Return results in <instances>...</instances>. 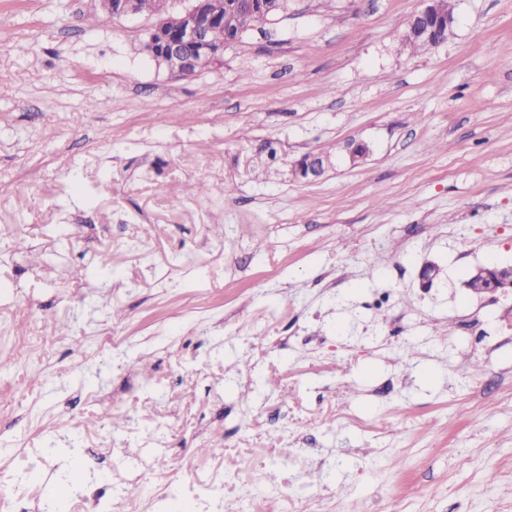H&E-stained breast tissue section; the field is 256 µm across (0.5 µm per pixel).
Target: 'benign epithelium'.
Instances as JSON below:
<instances>
[{
  "instance_id": "obj_1",
  "label": "benign epithelium",
  "mask_w": 512,
  "mask_h": 512,
  "mask_svg": "<svg viewBox=\"0 0 512 512\" xmlns=\"http://www.w3.org/2000/svg\"><path fill=\"white\" fill-rule=\"evenodd\" d=\"M187 5L159 15L152 25L145 44L146 52L168 72L176 77L193 75L189 49L206 51L216 63L224 59V48L235 39L227 37L221 45H213L208 39L209 31L220 22V18L209 9V0H186ZM101 8L113 18L135 16V0H100ZM236 7L243 16V28H254L264 18L256 10L254 0H237ZM443 16L438 0H426L423 9L411 16L409 37L423 40L433 46L438 41L434 36L439 19ZM490 288L493 293L499 288L512 287V270L508 268L488 269Z\"/></svg>"
}]
</instances>
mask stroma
<instances>
[{
    "instance_id": "1",
    "label": "stroma",
    "mask_w": 512,
    "mask_h": 512,
    "mask_svg": "<svg viewBox=\"0 0 512 512\" xmlns=\"http://www.w3.org/2000/svg\"><path fill=\"white\" fill-rule=\"evenodd\" d=\"M421 5L289 0L177 78L144 49L153 16L0 0V439L40 469L6 493L97 496L157 428L154 487L255 461L224 486L239 512H512V342L450 333L470 273L512 265V0H456L453 36L414 53ZM310 153L332 164L299 178ZM75 436L114 454L74 462Z\"/></svg>"
}]
</instances>
